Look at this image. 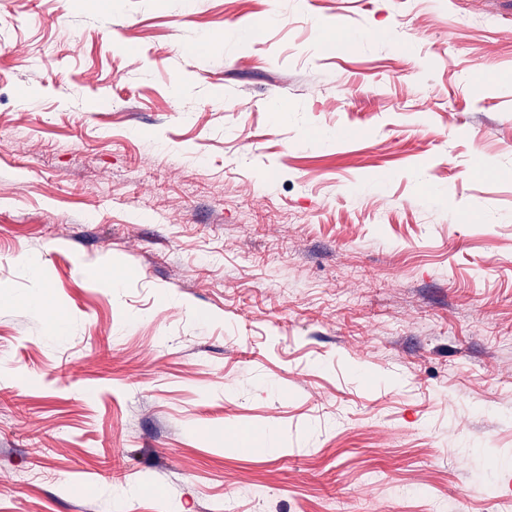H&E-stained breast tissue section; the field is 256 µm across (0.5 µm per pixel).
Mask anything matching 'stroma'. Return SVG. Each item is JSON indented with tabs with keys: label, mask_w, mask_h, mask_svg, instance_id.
I'll use <instances>...</instances> for the list:
<instances>
[{
	"label": "stroma",
	"mask_w": 512,
	"mask_h": 512,
	"mask_svg": "<svg viewBox=\"0 0 512 512\" xmlns=\"http://www.w3.org/2000/svg\"><path fill=\"white\" fill-rule=\"evenodd\" d=\"M225 502L512 512V0H0V512Z\"/></svg>",
	"instance_id": "35a3bbf8"
}]
</instances>
